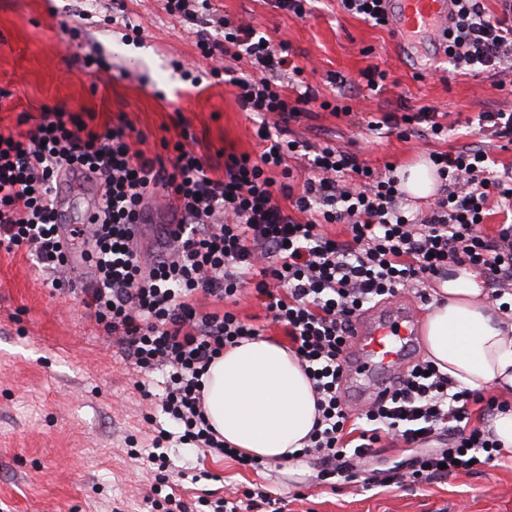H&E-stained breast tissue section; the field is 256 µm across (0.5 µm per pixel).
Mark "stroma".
Segmentation results:
<instances>
[{"mask_svg": "<svg viewBox=\"0 0 512 512\" xmlns=\"http://www.w3.org/2000/svg\"><path fill=\"white\" fill-rule=\"evenodd\" d=\"M213 5L286 39L320 100L341 95L374 119L428 105L448 125L440 141L373 134L313 104L290 124L289 138L335 146L377 168L485 144L497 165L512 167V148L488 142L477 124L482 112L512 113L502 74H459L425 38L413 56L397 57L392 28L368 25L338 0H309L302 18L274 0ZM195 31L166 12L165 0H0V131L21 132L24 117L62 106L93 129L129 123L135 149L148 157L185 134L219 173L228 155L259 154L257 116L227 77L213 75ZM89 55L103 64L100 74L84 68ZM375 65L388 73L386 89L361 100L363 73ZM167 423L136 387L115 337L79 299L53 290L24 252L0 248V512H144L147 454L156 425ZM167 454L169 482L187 499L257 486L287 501L288 512H512V449L470 472L388 487L369 469L321 483L305 458L254 471L175 442Z\"/></svg>", "mask_w": 512, "mask_h": 512, "instance_id": "35a3bbf8", "label": "stroma"}]
</instances>
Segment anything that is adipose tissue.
<instances>
[{
	"instance_id": "obj_1",
	"label": "adipose tissue",
	"mask_w": 512,
	"mask_h": 512,
	"mask_svg": "<svg viewBox=\"0 0 512 512\" xmlns=\"http://www.w3.org/2000/svg\"><path fill=\"white\" fill-rule=\"evenodd\" d=\"M428 314L429 360L473 390L512 391V336L486 299L481 277L466 267L443 281ZM213 428L248 455L289 460L304 447L317 411L309 379L294 353L259 337L225 350L203 378Z\"/></svg>"
}]
</instances>
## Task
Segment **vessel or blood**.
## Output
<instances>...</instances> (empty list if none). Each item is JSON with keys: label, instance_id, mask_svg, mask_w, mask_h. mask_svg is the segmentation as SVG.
<instances>
[{"label": "vessel or blood", "instance_id": "b4317fda", "mask_svg": "<svg viewBox=\"0 0 512 512\" xmlns=\"http://www.w3.org/2000/svg\"><path fill=\"white\" fill-rule=\"evenodd\" d=\"M397 43L405 47L418 33L443 36L448 28L449 0H393ZM349 350L348 387L355 404L387 392L400 367L416 359L419 313L389 301L354 322Z\"/></svg>", "mask_w": 512, "mask_h": 512}]
</instances>
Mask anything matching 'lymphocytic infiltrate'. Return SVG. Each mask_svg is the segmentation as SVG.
Wrapping results in <instances>:
<instances>
[{"mask_svg": "<svg viewBox=\"0 0 512 512\" xmlns=\"http://www.w3.org/2000/svg\"><path fill=\"white\" fill-rule=\"evenodd\" d=\"M451 2L445 54L454 69L511 70L512 24L505 17L512 15V0H501L504 15L495 20L482 0ZM222 25L223 39L202 37L198 46L203 58H246L259 71V78L233 80L243 107L260 118L259 157L229 156L215 176L189 141L175 142L172 157L149 158L133 151L127 125L100 132L66 110L44 112L27 132H0V248L25 249L35 270L52 272L50 284L59 291L66 285L69 240L84 243L92 271L80 289L84 308L116 337L134 371L167 368L160 407L186 447L262 467L215 433L202 403V377L212 361L260 331L229 310L201 312L199 302H223L248 288L272 323L284 328L316 394L318 417L300 454L319 463L320 481L348 478L385 435L418 449L411 463L416 480L500 458L497 441L469 424L471 405L491 415L495 400H481L431 360L418 359L394 382L389 399L362 410L352 409L341 389L355 316L414 286L443 282L451 267L479 269L490 302L512 313V225H498L491 234L484 229L491 208L512 210V169H492L478 145L430 152L446 189L426 211L405 210L394 165L379 172L335 147L288 139L289 123L317 101L308 90L289 98L283 78L302 69L288 43L227 17ZM320 104L351 113L346 105ZM405 125L425 127L433 138L448 133L430 106L367 123L372 131ZM301 153L309 160L297 176L288 160ZM70 173L97 183L101 203L65 237L55 198ZM158 190L171 201L179 231L169 251L154 256L138 251L134 227L144 222V204ZM329 224L345 225V238L328 235ZM170 436L159 430L148 456L151 507L285 512L281 498L258 487L212 500L168 492L161 448Z\"/></svg>", "mask_w": 512, "mask_h": 512, "instance_id": "lymphocytic-infiltrate-1", "label": "lymphocytic infiltrate"}]
</instances>
